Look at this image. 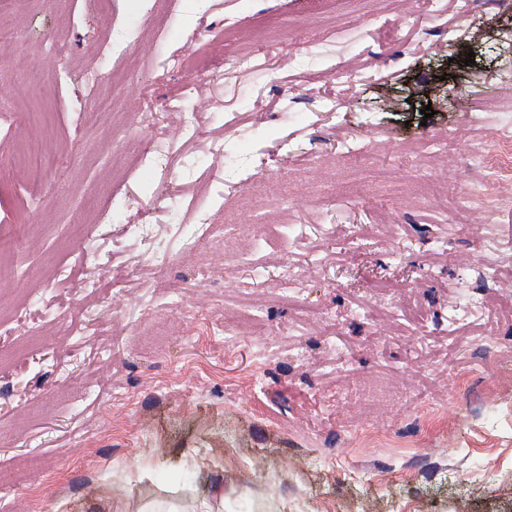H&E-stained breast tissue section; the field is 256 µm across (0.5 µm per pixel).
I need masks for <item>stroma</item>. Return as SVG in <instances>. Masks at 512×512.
<instances>
[{
	"instance_id": "35a3bbf8",
	"label": "stroma",
	"mask_w": 512,
	"mask_h": 512,
	"mask_svg": "<svg viewBox=\"0 0 512 512\" xmlns=\"http://www.w3.org/2000/svg\"><path fill=\"white\" fill-rule=\"evenodd\" d=\"M182 3L155 34L139 0H118V20L144 32L130 54L147 80L117 88L97 0H31L13 17L24 45L0 58V84L21 97L20 72H45L38 107L59 161L40 186L20 168L0 180V236L23 201L32 226L8 261L0 323L37 313L0 335V512H160L170 501L193 512L218 495L223 512H512V291L502 286L512 208L446 223L440 208L386 193L370 168L342 159L371 138L391 183L439 178L443 165L471 182L464 147L447 139L492 140L493 124L466 123L459 102L502 96L512 10L487 7L455 43L437 28L385 42L363 4L318 17L309 0ZM269 13L284 26L265 68L218 83L173 67L220 46L229 23L234 48H256ZM333 26L349 39L317 56ZM63 34L66 59L50 50ZM353 60L378 78L327 111L335 66ZM96 90L115 92L116 111L86 127ZM147 106L153 138L195 112L235 154L219 162L200 145L178 167L188 200L173 210L159 203L158 176L124 180L112 168L129 160ZM113 187L119 224L81 235L96 219L91 196ZM147 214L180 235L194 215L217 230L193 254L170 243L160 288L121 276L145 246L119 226ZM95 263L101 285L85 287ZM488 265L498 286L482 282ZM286 267L300 273L287 294ZM478 338L491 357L464 398L455 389L472 375ZM186 471L187 486L177 481Z\"/></svg>"
}]
</instances>
